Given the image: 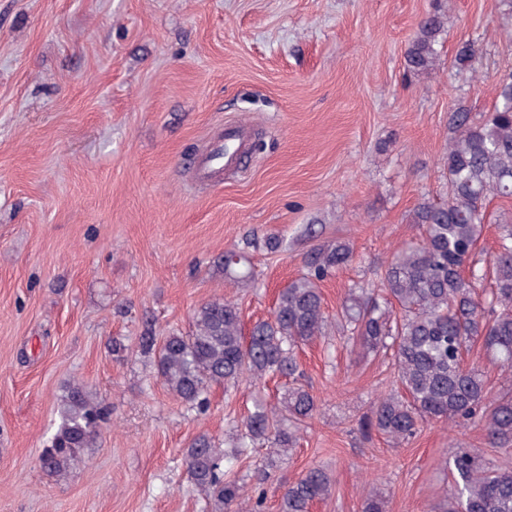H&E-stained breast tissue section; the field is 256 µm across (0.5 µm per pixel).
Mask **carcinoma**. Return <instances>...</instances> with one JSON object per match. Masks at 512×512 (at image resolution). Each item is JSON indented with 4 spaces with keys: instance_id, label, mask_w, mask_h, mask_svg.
<instances>
[{
    "instance_id": "1",
    "label": "carcinoma",
    "mask_w": 512,
    "mask_h": 512,
    "mask_svg": "<svg viewBox=\"0 0 512 512\" xmlns=\"http://www.w3.org/2000/svg\"><path fill=\"white\" fill-rule=\"evenodd\" d=\"M444 23L434 12L423 18L406 55L407 70L429 75L439 62ZM476 55L470 42L459 44L455 64L470 66ZM451 136L443 156L448 195L442 203L423 202L414 212L417 241L395 251L372 288L348 289L336 326L359 354L391 352L396 389L381 397L370 426L394 446L410 441L430 420L463 428L483 423L487 444L512 455V393L490 396L483 371L464 364L468 347L479 342L506 372H512V214H500L498 247L487 262L476 258L484 233L485 207L493 199H512V73L496 82L493 109L479 118L455 108ZM354 254L345 241L326 242L306 254L305 273L291 280L277 297L271 316L244 333L238 304L215 300L201 306L188 334L159 336L149 325L139 336L144 355H154L157 376L169 392L203 411L208 391L241 378L289 379L281 406L254 404L231 451L207 435L186 450L193 490L224 512H261L265 493H246L231 475L234 463L248 457L262 441L279 459L297 444L290 424L313 418L317 398L304 380L297 350L326 334L331 325L319 283L349 264ZM224 275L252 278L245 254L227 250ZM105 409L80 385L62 399L56 432L40 456L42 469L59 473L81 450L92 446ZM453 490L441 512H512V461L485 462L460 441L444 458ZM333 479L320 465L309 467L281 495V512H310L328 498ZM363 512H389L388 500L369 493Z\"/></svg>"
}]
</instances>
